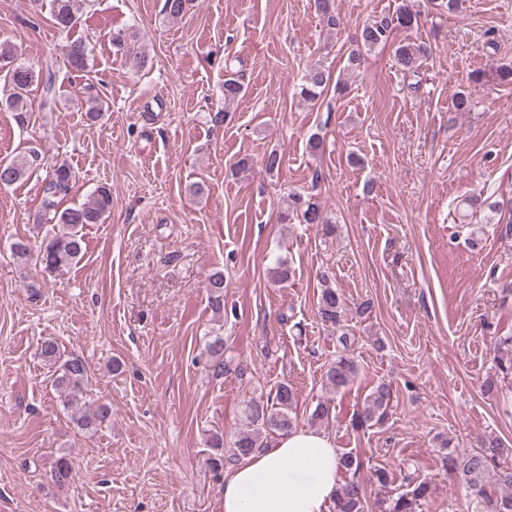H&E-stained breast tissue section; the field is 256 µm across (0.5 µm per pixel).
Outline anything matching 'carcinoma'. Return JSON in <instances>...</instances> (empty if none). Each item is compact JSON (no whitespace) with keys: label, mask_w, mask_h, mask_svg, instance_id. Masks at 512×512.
Instances as JSON below:
<instances>
[{"label":"carcinoma","mask_w":512,"mask_h":512,"mask_svg":"<svg viewBox=\"0 0 512 512\" xmlns=\"http://www.w3.org/2000/svg\"><path fill=\"white\" fill-rule=\"evenodd\" d=\"M52 17L56 27L69 31L76 14L83 8L85 0H52ZM316 14L327 27L340 26V17L336 13L334 0H314ZM419 12L414 9L411 0H401L395 12L378 16L365 23L355 43L359 49L351 52L347 58L345 70H354L361 64L362 51H370L386 45L392 38L395 28H410L418 23ZM137 32L131 28L112 30L111 43L115 52L136 69L146 64V55L136 49ZM427 54V46L416 43H403L395 48V60L402 70L418 72L420 61ZM66 56L72 68L85 67L88 46L81 39H74L66 45ZM11 86L12 93L6 100V106L13 112L17 124L29 123L33 112L29 102L30 87L41 81L44 84L43 104L49 105L56 96L52 76L40 77L31 66L17 61V55L11 45L0 44V72ZM331 83V74L321 64L311 65L302 77L300 96L313 102L320 98ZM242 92V84L235 78L224 80V106L234 103ZM9 175L4 182L7 187L24 181L28 177L30 161L18 156L6 161ZM73 172L65 164L56 166L44 182L41 196V208L52 227L37 248V261L46 272L53 273L62 267L71 265L84 256L86 242L83 228L89 224H99L103 216L112 208V193L102 186L92 198L79 206L62 207L69 194ZM300 216L306 224H319L323 235L331 236L336 225L323 215L319 206L301 195H288V210L280 213L282 222ZM324 288L318 301V315L322 322L334 328L341 327L344 316L342 294L328 280H323ZM209 298L212 310L219 314L224 311V275L213 273L209 279ZM342 353L330 362L326 373V384L339 392L347 388L358 374L355 362L345 356L350 346V336L343 332L337 337ZM211 359V368L217 375L224 374L227 363L224 362V339L215 337L207 344ZM40 357L45 366L54 371L55 387L66 405H72L83 397L88 386V369L84 360L78 356L64 357L58 343L53 339L43 341ZM496 374L507 378L512 375V336L500 341L496 361ZM393 399L390 385L381 383L366 397L361 412L357 415L360 426H372L386 413ZM297 406V395L293 387L282 382L267 397L253 398L247 402L244 415L248 424L239 430L224 448V436L214 435L209 447L221 448L223 452L212 458V467L219 469L270 445V440L286 434L293 429V412ZM109 417V408L100 406L95 411L81 415L77 422L84 429H95ZM512 449L503 447L498 438H487L479 448L461 453H446L443 463L470 490V512H512V462L508 457ZM341 468L352 472V478L336 489L334 512H366L367 498L364 481L360 477L362 461L349 453L340 456ZM76 470L70 459L58 458L52 467L51 476L59 488L68 486L74 480ZM431 494V485L426 481L407 482V489L390 494L381 500L383 512H417L419 502Z\"/></svg>","instance_id":"carcinoma-1"}]
</instances>
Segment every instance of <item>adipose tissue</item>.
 <instances>
[{
	"label": "adipose tissue",
	"instance_id": "1",
	"mask_svg": "<svg viewBox=\"0 0 512 512\" xmlns=\"http://www.w3.org/2000/svg\"><path fill=\"white\" fill-rule=\"evenodd\" d=\"M331 437L294 430L245 457L224 476V512H325L338 486Z\"/></svg>",
	"mask_w": 512,
	"mask_h": 512
}]
</instances>
